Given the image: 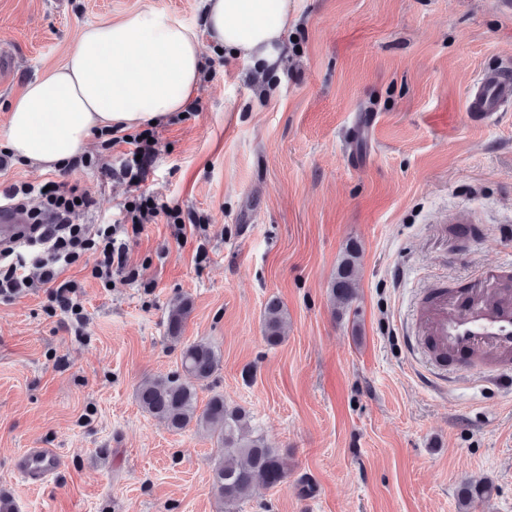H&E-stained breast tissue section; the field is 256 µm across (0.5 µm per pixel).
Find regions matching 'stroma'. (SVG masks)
I'll return each mask as SVG.
<instances>
[{"mask_svg": "<svg viewBox=\"0 0 512 512\" xmlns=\"http://www.w3.org/2000/svg\"><path fill=\"white\" fill-rule=\"evenodd\" d=\"M142 9L203 28V0H0V131L82 26ZM287 34L266 69L201 38L204 109L158 128L142 189L203 214V231L179 242L164 221L145 225L128 243L135 282L93 278L89 255L70 267L83 335L47 314L45 289L0 302V496L19 512H225L216 438L172 431L137 399L180 368L166 321L182 299L184 343L222 357L198 406L223 395L288 456L287 481L235 512H512V396L475 372L433 383L405 344L420 292L512 252V108L481 121L465 103L481 70L512 66V13L499 0H293ZM127 149L97 133L86 164L12 160L0 189L78 184L95 201L78 221L98 224L130 195L101 175ZM351 240L342 308L330 285ZM272 298L287 312L275 347L262 337ZM27 448L58 449V476L24 483ZM479 482L485 495L464 503Z\"/></svg>", "mask_w": 512, "mask_h": 512, "instance_id": "35a3bbf8", "label": "stroma"}]
</instances>
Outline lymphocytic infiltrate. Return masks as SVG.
<instances>
[{
  "instance_id": "lymphocytic-infiltrate-1",
  "label": "lymphocytic infiltrate",
  "mask_w": 512,
  "mask_h": 512,
  "mask_svg": "<svg viewBox=\"0 0 512 512\" xmlns=\"http://www.w3.org/2000/svg\"><path fill=\"white\" fill-rule=\"evenodd\" d=\"M155 135L151 128L122 135L128 150L108 175L126 181L132 198L111 223H77L79 213L90 209L94 201L75 184L55 182L47 190L13 184L0 191V199L29 207L33 219L29 235L0 248V301L15 299L38 282L46 286L61 314L83 325L82 309L74 301L78 285L66 275L71 266L90 254L95 258L93 275L107 278L113 271H126L127 242L140 234L144 224L165 220L179 241L184 240L187 226L199 224V215L182 214L140 189L146 166L158 152Z\"/></svg>"
}]
</instances>
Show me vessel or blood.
<instances>
[{
    "mask_svg": "<svg viewBox=\"0 0 512 512\" xmlns=\"http://www.w3.org/2000/svg\"><path fill=\"white\" fill-rule=\"evenodd\" d=\"M511 105L512 74L505 70L479 72L467 91V111L484 120ZM28 221L26 210L0 202V239H19ZM501 268H480L470 287L451 293L431 288L420 296L421 312L408 346L426 357L436 379L475 368L483 354L497 360L489 380L512 392V281ZM63 464L57 449L32 448L21 457L17 472L27 483L41 484Z\"/></svg>",
    "mask_w": 512,
    "mask_h": 512,
    "instance_id": "1",
    "label": "vessel or blood"
}]
</instances>
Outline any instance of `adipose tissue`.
<instances>
[{
	"mask_svg": "<svg viewBox=\"0 0 512 512\" xmlns=\"http://www.w3.org/2000/svg\"><path fill=\"white\" fill-rule=\"evenodd\" d=\"M290 0H205V31L226 52L273 62ZM196 31L159 10L82 27L65 63L26 83L0 145L42 169L74 161L93 132L133 129L181 111L201 83Z\"/></svg>",
	"mask_w": 512,
	"mask_h": 512,
	"instance_id": "adipose-tissue-1",
	"label": "adipose tissue"
}]
</instances>
